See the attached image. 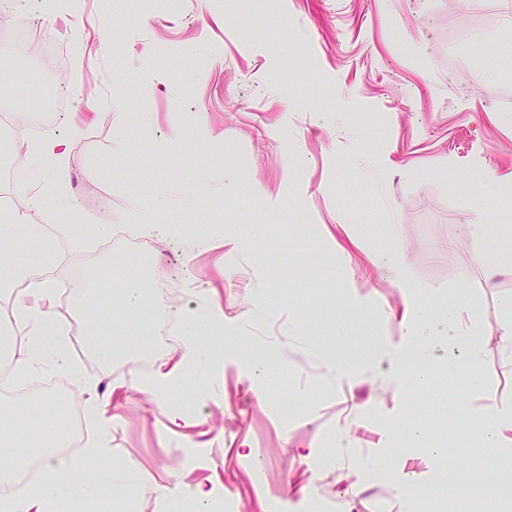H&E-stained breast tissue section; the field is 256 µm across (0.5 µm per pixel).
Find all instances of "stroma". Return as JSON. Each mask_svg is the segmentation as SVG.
Returning <instances> with one entry per match:
<instances>
[{
	"label": "stroma",
	"instance_id": "35a3bbf8",
	"mask_svg": "<svg viewBox=\"0 0 512 512\" xmlns=\"http://www.w3.org/2000/svg\"><path fill=\"white\" fill-rule=\"evenodd\" d=\"M92 17L78 52L79 88L102 101L74 147L65 180L52 181L34 224L73 223L78 233L119 223L135 207L164 206L170 225L145 237L140 257L117 244L70 248L67 278L111 268L108 292L136 276L167 282L166 299L204 310L218 300L219 369L171 389L188 407L180 433L141 389V356L100 363L83 346L88 325L124 340V318L61 296L79 371L97 380L117 415L107 457L135 476L114 512H164L153 489L205 483L237 512H307L337 500L341 512H412L416 492L444 481V451L512 462L505 448H475L467 422L512 405V350L497 310L512 299V266H493L512 241V196L473 182L480 167L512 171V112L497 99L512 75V0H75ZM47 44L26 53L0 37V73L17 116L8 149H24L38 101L29 78ZM482 63V82L468 73ZM235 190L226 193L225 180ZM481 213V238L465 213ZM227 242L212 248V230ZM362 247L344 261L337 245ZM405 246L398 286L372 264L393 240ZM430 285L420 304H471L485 347L456 414L448 351L432 350L427 383L387 366L328 375L326 356L363 357L400 343L403 291ZM282 349L263 374L243 347ZM348 424L349 437L336 433ZM387 478H380V470Z\"/></svg>",
	"mask_w": 512,
	"mask_h": 512
}]
</instances>
